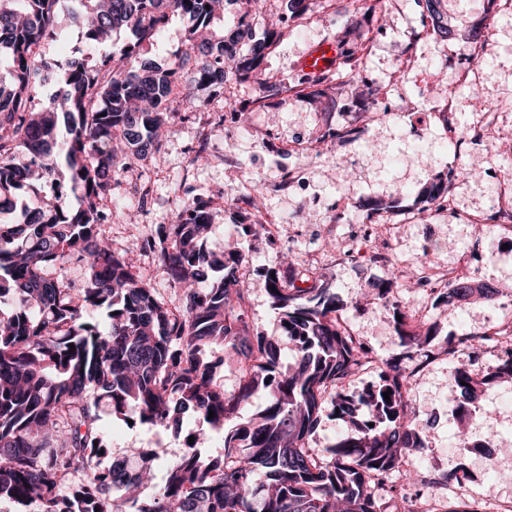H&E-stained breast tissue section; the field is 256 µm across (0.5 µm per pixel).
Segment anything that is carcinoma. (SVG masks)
<instances>
[{
    "label": "carcinoma",
    "instance_id": "1",
    "mask_svg": "<svg viewBox=\"0 0 512 512\" xmlns=\"http://www.w3.org/2000/svg\"><path fill=\"white\" fill-rule=\"evenodd\" d=\"M379 2L349 0L345 13L374 16ZM226 3L236 6L243 25L236 39L213 28ZM417 6L421 20L443 26V0ZM263 7L264 0H0V212H19L14 222L0 221V502L15 505L14 512L32 503L40 512H399L396 497L383 500L375 487L399 470L407 452L426 447L424 430L407 410L409 373L396 358L373 359L350 334L332 284L296 259L279 256L264 267L282 333L298 353L285 368L276 339L251 336L241 278L250 256L218 259L204 249L210 198L186 188L183 207L143 238L135 255L115 251L102 233L113 216L101 207L112 181L141 178L139 161L159 150L194 92L252 80L260 102L295 89L286 79L260 78V68L269 42L307 13V0H287V12L274 16L263 15ZM173 15L188 20L186 50L162 65L147 54ZM257 18L264 26L259 39L252 28ZM69 29L89 50L114 33L125 38L96 63L88 55L46 61L40 45ZM190 64L193 83L185 86L181 73ZM39 88L54 93L38 101ZM21 149L41 164L17 163ZM44 178L66 183L75 204L59 196L33 207L19 201L23 191L39 194ZM448 193L439 178L421 188L417 203L439 211ZM229 206L254 218L250 231L266 228L255 198ZM145 253L179 289L177 303L158 299L134 273ZM68 258L86 266L78 288L51 277ZM374 288L401 317L395 321L401 344L427 356L434 325L409 331L402 306L388 296L390 280ZM496 294L464 278L436 303L452 309L473 296L492 303ZM91 309L105 312L107 326L87 316ZM215 345L240 359L234 393L215 382L223 361L204 357ZM506 355L490 373L451 367L459 408L512 379V348ZM371 363L380 368L376 388L358 397L339 392ZM257 393L266 407L227 433L221 466L189 445L167 463L164 484L146 496L141 487L150 467L124 460L100 467L103 401L124 421L134 414L169 429L196 414L222 427ZM328 405L345 428L334 444L316 450L308 439ZM75 475L80 480L72 481Z\"/></svg>",
    "mask_w": 512,
    "mask_h": 512
}]
</instances>
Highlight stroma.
<instances>
[{
  "label": "stroma",
  "instance_id": "1",
  "mask_svg": "<svg viewBox=\"0 0 512 512\" xmlns=\"http://www.w3.org/2000/svg\"><path fill=\"white\" fill-rule=\"evenodd\" d=\"M449 41L433 38L424 28L416 0H383L381 21H364L357 30L346 28V16L331 8L328 0H313L304 18L292 20L281 41L264 62L265 75L299 81L298 60L311 45L330 39L342 44H363L361 80L336 78L334 121L354 122L367 130V137L328 144L319 154H282L281 147L297 131L318 137L324 119L322 102L311 97L284 95L272 105L255 110L254 126L248 132L213 122L221 114L256 99L255 82H227L224 86L197 92L202 110L176 117L174 132L161 151L142 164L141 180L149 189L140 197L127 181L113 183L109 209L130 211V218L116 216L103 225L116 250L133 246L154 226L167 223L183 197L182 186L211 197L212 225L205 247L221 254L233 247L248 253L258 268L280 252H288L335 286L345 302L343 318L361 342L381 357L399 358L407 370H418L408 397V408L419 420L428 421L427 446L407 454L404 472L394 473L393 485L403 488V512H431L433 506L466 488L478 512H500L512 502V455L490 468L485 446L493 438L512 437V382L493 385L480 399L468 425L471 437L461 443V425L456 414L447 413L455 393L449 381L452 364H472L480 372L492 371L501 354L512 346L508 335H496L501 308L471 300L452 312L433 307L422 290L392 288L408 316L422 314L436 321L440 333L437 351L427 363L409 355L400 343L391 312L372 303L369 281L383 277L370 262L351 266L340 258L342 250L366 252L375 241L350 239L352 225L362 216L358 203L366 197L395 199L405 220L393 236L389 252L395 270L408 275L423 262L451 265L459 253H481V275L497 281L503 297L512 300V256L497 253L496 237L465 224V216L486 211L498 191L497 177L512 170V9L498 5L485 8L486 0H445ZM447 103L458 129L466 138L447 145L442 120L406 125L397 110L414 108L421 98ZM207 138L210 161L190 163L191 149ZM453 167L460 176L450 187L454 205L447 211L425 216L415 205L418 190L443 167ZM251 169L254 180L242 172ZM302 170L307 176L305 198L296 197L285 178L287 170ZM262 185V212L281 222L279 244L267 239L236 235L230 212L231 199L252 193ZM249 323L255 334L276 338L280 361H294L296 349L282 336L280 319L263 286L258 271L251 277L248 301ZM100 427L111 456L126 457L138 466L151 463L156 480H163L166 461L180 457L190 436L201 433L203 456L223 460L224 433L202 417L184 419L179 431L145 424H126L100 405Z\"/></svg>",
  "mask_w": 512,
  "mask_h": 512
}]
</instances>
